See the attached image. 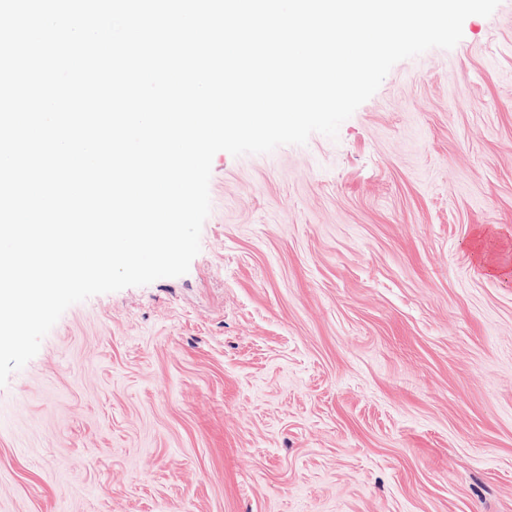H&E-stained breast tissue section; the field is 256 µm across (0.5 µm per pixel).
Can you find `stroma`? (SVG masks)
Wrapping results in <instances>:
<instances>
[{"instance_id":"35a3bbf8","label":"stroma","mask_w":512,"mask_h":512,"mask_svg":"<svg viewBox=\"0 0 512 512\" xmlns=\"http://www.w3.org/2000/svg\"><path fill=\"white\" fill-rule=\"evenodd\" d=\"M209 193L0 386V512H512V0ZM499 230L498 226L483 227L474 232L470 241L473 246L475 258L481 263L487 274L504 281L512 280V266L490 259L488 253L482 247L483 243L493 239Z\"/></svg>"}]
</instances>
